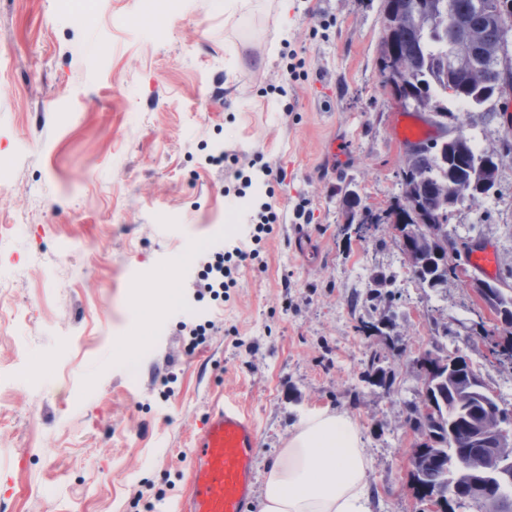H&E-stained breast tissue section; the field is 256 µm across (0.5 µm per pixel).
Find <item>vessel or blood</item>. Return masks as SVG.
<instances>
[{"label":"vessel or blood","instance_id":"b4317fda","mask_svg":"<svg viewBox=\"0 0 512 512\" xmlns=\"http://www.w3.org/2000/svg\"><path fill=\"white\" fill-rule=\"evenodd\" d=\"M257 449V428L237 404L214 407L193 440L180 512H246Z\"/></svg>","mask_w":512,"mask_h":512}]
</instances>
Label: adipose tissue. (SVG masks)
I'll use <instances>...</instances> for the list:
<instances>
[{
	"mask_svg": "<svg viewBox=\"0 0 512 512\" xmlns=\"http://www.w3.org/2000/svg\"><path fill=\"white\" fill-rule=\"evenodd\" d=\"M369 466L352 416L312 410L266 466L261 512H370Z\"/></svg>",
	"mask_w": 512,
	"mask_h": 512,
	"instance_id": "ef3b65f1",
	"label": "adipose tissue"
}]
</instances>
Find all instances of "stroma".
Segmentation results:
<instances>
[{
  "label": "stroma",
  "mask_w": 512,
  "mask_h": 512,
  "mask_svg": "<svg viewBox=\"0 0 512 512\" xmlns=\"http://www.w3.org/2000/svg\"><path fill=\"white\" fill-rule=\"evenodd\" d=\"M59 2L0 0V512H177L191 443L227 401L256 425L258 473L307 412H347L372 512H427L408 490L414 357L465 356L510 413L512 368L473 334L480 272L422 288L387 236L341 232L349 192L380 209L400 194L383 0H183L156 17L158 36L141 0L82 15ZM490 105L467 116L483 149L512 130V93ZM265 163L258 193L245 178ZM259 199L278 220L254 242ZM228 219L225 249L257 256L215 301L195 271L168 272L209 260ZM451 225L512 267V161ZM158 297L202 302L206 343L188 352L192 318L176 308L148 358L124 350ZM380 320L397 349L357 330ZM375 351L392 388L366 379Z\"/></svg>",
  "instance_id": "obj_1"
}]
</instances>
